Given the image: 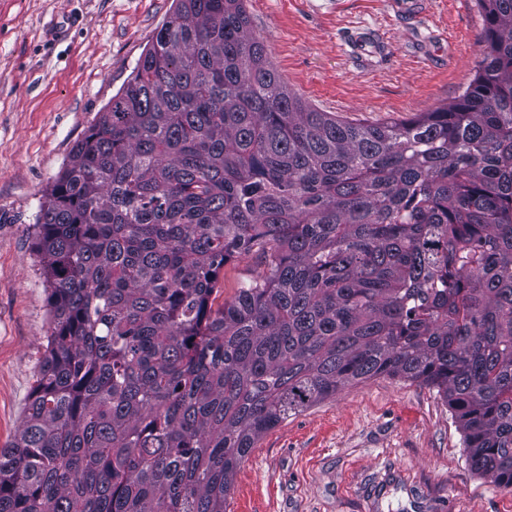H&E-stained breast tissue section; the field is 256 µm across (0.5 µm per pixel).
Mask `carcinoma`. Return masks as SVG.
Segmentation results:
<instances>
[{
    "label": "carcinoma",
    "mask_w": 512,
    "mask_h": 512,
    "mask_svg": "<svg viewBox=\"0 0 512 512\" xmlns=\"http://www.w3.org/2000/svg\"><path fill=\"white\" fill-rule=\"evenodd\" d=\"M174 2L40 204L53 322L0 512H226L265 433L380 376L511 489L512 0H476L457 100L383 125L293 96L244 0ZM254 268V262L250 257L242 256L235 262L224 268V294L216 300V303H223L224 298H230L241 279L245 278Z\"/></svg>",
    "instance_id": "obj_1"
}]
</instances>
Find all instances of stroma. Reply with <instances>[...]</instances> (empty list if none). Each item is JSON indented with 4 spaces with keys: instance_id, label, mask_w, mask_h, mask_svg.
<instances>
[{
    "instance_id": "stroma-1",
    "label": "stroma",
    "mask_w": 512,
    "mask_h": 512,
    "mask_svg": "<svg viewBox=\"0 0 512 512\" xmlns=\"http://www.w3.org/2000/svg\"><path fill=\"white\" fill-rule=\"evenodd\" d=\"M245 0L305 105L364 124L460 96L483 58L475 0ZM173 0H0V448L25 415L52 327L35 224L43 195L128 81ZM227 512H512L467 464L436 390L381 376L266 433Z\"/></svg>"
}]
</instances>
